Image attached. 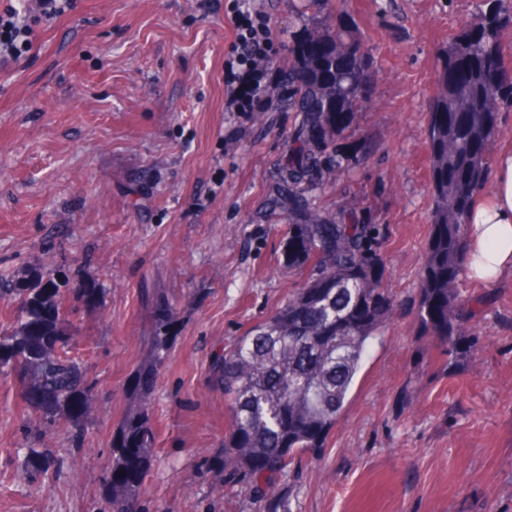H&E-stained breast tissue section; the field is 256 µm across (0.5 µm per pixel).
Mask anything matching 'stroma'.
Segmentation results:
<instances>
[{"label": "stroma", "instance_id": "35a3bbf8", "mask_svg": "<svg viewBox=\"0 0 512 512\" xmlns=\"http://www.w3.org/2000/svg\"><path fill=\"white\" fill-rule=\"evenodd\" d=\"M247 2L286 65L288 0ZM232 4L73 0L0 68V273L58 267L102 290L66 326L95 383L93 412L49 440L50 468L29 463L22 420L37 411L0 379V512H101L112 439L168 305L140 512H512V274L492 285L461 275L470 357L447 363L416 322L431 81L479 0H347L372 49L378 106L354 129L369 160L321 203L360 205L387 226L393 315L324 447L292 465L280 499L240 493L221 467L228 415L213 355L299 281L284 264L287 226L265 210L296 115L277 85L263 122L227 112Z\"/></svg>", "mask_w": 512, "mask_h": 512}]
</instances>
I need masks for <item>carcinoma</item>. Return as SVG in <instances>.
<instances>
[{
    "mask_svg": "<svg viewBox=\"0 0 512 512\" xmlns=\"http://www.w3.org/2000/svg\"><path fill=\"white\" fill-rule=\"evenodd\" d=\"M345 0H292L299 23L283 86L297 113L288 154L277 163L270 208L288 221V269L303 282L269 318L215 354L213 373L230 408L224 470L241 491L278 496L292 460L324 446L350 400L372 341L391 318L383 288L386 227L370 212L328 211L320 197L370 156L346 135L374 102V59L344 10ZM512 0H481L450 37L435 71L428 124L431 234L420 271L417 321L448 360L461 348L459 280L468 217L484 187L499 112L512 108ZM25 294L0 331V377H18L27 406L44 415L34 434L90 411L94 383L69 356L70 297L98 302L92 288L48 268L37 288L0 275V299ZM173 312L155 315L151 368L139 373L137 407L121 422L102 477L112 512H132L149 467L151 380L171 339Z\"/></svg>",
    "mask_w": 512,
    "mask_h": 512,
    "instance_id": "cac0c4a2",
    "label": "carcinoma"
}]
</instances>
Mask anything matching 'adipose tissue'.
Masks as SVG:
<instances>
[{
	"label": "adipose tissue",
	"mask_w": 512,
	"mask_h": 512,
	"mask_svg": "<svg viewBox=\"0 0 512 512\" xmlns=\"http://www.w3.org/2000/svg\"><path fill=\"white\" fill-rule=\"evenodd\" d=\"M467 267L476 280L492 284L512 273V150L494 161L491 191L474 204L468 231Z\"/></svg>",
	"instance_id": "ef3b65f1"
}]
</instances>
